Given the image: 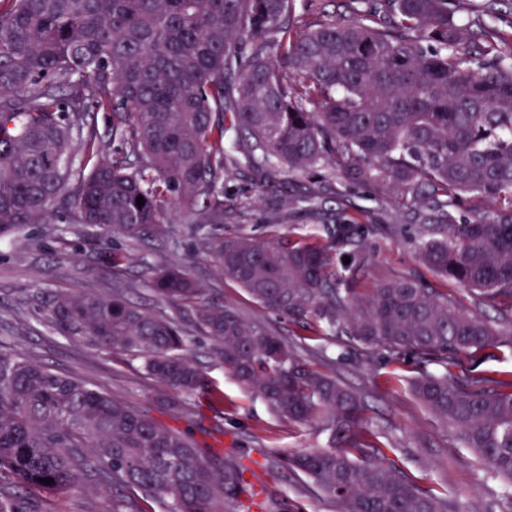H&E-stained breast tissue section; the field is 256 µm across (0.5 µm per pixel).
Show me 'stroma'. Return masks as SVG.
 Here are the masks:
<instances>
[{"instance_id":"1","label":"stroma","mask_w":512,"mask_h":512,"mask_svg":"<svg viewBox=\"0 0 512 512\" xmlns=\"http://www.w3.org/2000/svg\"><path fill=\"white\" fill-rule=\"evenodd\" d=\"M319 190L323 220L300 215L280 217L273 202L290 194L295 185ZM395 194L374 183H349L316 169L291 174L280 171L276 183H264L255 172L230 170L224 179V234H242L259 242L304 243L323 241L329 227L347 220L357 224H404L408 237L368 234V262L357 270V288L367 292L381 281L410 276L447 295L463 312L482 317L503 333L512 332V317L501 315L453 280L423 265L411 237L418 225ZM200 229L187 210L170 207L162 231L134 242L120 234L70 224L53 216L48 224H27L0 239V346L32 356L51 369L82 378L107 393L120 396L150 411L167 425L190 429L195 440L215 451L238 454L247 467L245 477L261 489L275 512H336L310 481L284 469L282 453L310 451L325 445L327 434L315 423L295 424L278 419L258 395L241 387L215 354L213 341L191 328L188 310L166 307L165 312L190 328V354L208 381L224 393V401L211 404L208 392L193 397L182 418L154 403L157 384L132 356L96 352L69 340L45 322L36 294L60 290L94 289L108 294L112 282L122 278L138 285L131 298L155 307L149 267L161 259L180 264L189 275L211 290L215 301L234 309L247 321L263 326L295 345L314 368L336 375L361 393L366 417L387 456L421 485L447 496L457 512H512V487L487 473L456 432L425 411L412 397L410 382L419 367L406 354L364 359L349 337L325 336L318 322L299 326L287 316L263 309L218 273L215 259L199 250ZM27 512H112V498L90 483L72 495L26 494Z\"/></svg>"}]
</instances>
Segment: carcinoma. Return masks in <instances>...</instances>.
Listing matches in <instances>:
<instances>
[{
	"label": "carcinoma",
	"instance_id": "1",
	"mask_svg": "<svg viewBox=\"0 0 512 512\" xmlns=\"http://www.w3.org/2000/svg\"><path fill=\"white\" fill-rule=\"evenodd\" d=\"M503 3L512 0H472V34L452 0H346L340 16L304 30L297 0H10L0 11V236L46 224L55 210L133 240L160 229L171 204L200 225L222 224L227 165L266 179L282 165H330L428 212L413 239L420 260L512 314V30L490 24ZM92 103L112 113L110 157ZM80 151L100 158L75 176ZM317 198L310 188L279 206L316 209ZM464 198L487 208L460 221ZM373 232L408 229L341 222L324 244L205 234L200 246L263 308L341 328L368 357L410 355L421 368L416 401L511 484L512 372L448 375L458 353L503 346L501 333L415 278L357 295L342 258L364 263L358 249ZM151 287L158 302L192 310L224 367L276 415L322 422L328 446L287 452L281 463L338 512H454L386 456L363 427L358 392L211 301L182 266L159 261ZM130 290L120 282L109 295L37 301L59 334L140 357L159 384L154 401L182 414L208 385L186 355L188 333ZM246 471L234 455L217 468L188 432L0 348V478L11 482L0 486V512H22L27 492L70 494L92 477L111 490L113 512L139 496L166 512H217L220 501L269 512Z\"/></svg>",
	"mask_w": 512,
	"mask_h": 512
}]
</instances>
